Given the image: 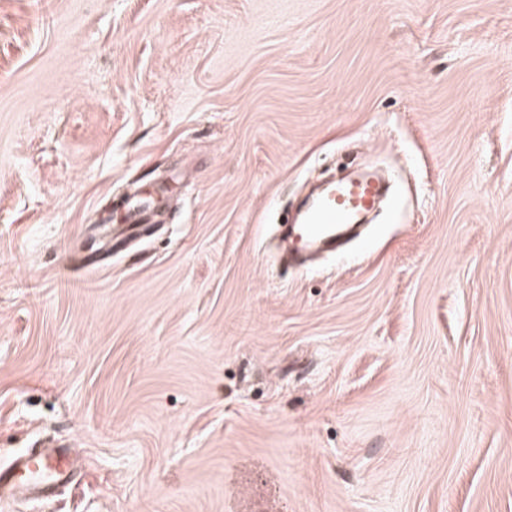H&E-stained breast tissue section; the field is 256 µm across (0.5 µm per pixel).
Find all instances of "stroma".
Instances as JSON below:
<instances>
[{
    "mask_svg": "<svg viewBox=\"0 0 512 512\" xmlns=\"http://www.w3.org/2000/svg\"><path fill=\"white\" fill-rule=\"evenodd\" d=\"M364 149L373 238L277 271ZM51 441L0 512H512V0H0V469ZM40 456L41 465L34 464L28 457L14 469L0 472L1 489L10 482L26 483L34 488H48L69 477L70 458L67 450H46Z\"/></svg>",
    "mask_w": 512,
    "mask_h": 512,
    "instance_id": "stroma-1",
    "label": "stroma"
}]
</instances>
